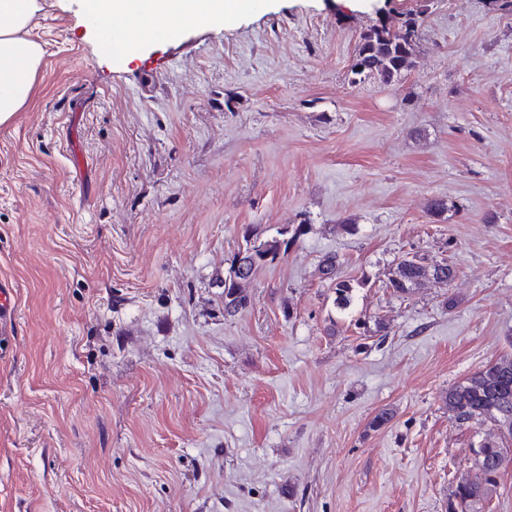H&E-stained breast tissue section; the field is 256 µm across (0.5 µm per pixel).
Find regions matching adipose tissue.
I'll list each match as a JSON object with an SVG mask.
<instances>
[{"label": "adipose tissue", "instance_id": "1", "mask_svg": "<svg viewBox=\"0 0 512 512\" xmlns=\"http://www.w3.org/2000/svg\"><path fill=\"white\" fill-rule=\"evenodd\" d=\"M107 36L116 20L131 30L161 33L185 22L207 23L237 8V0H94ZM42 0H0V126L10 123L32 96L43 51L29 35Z\"/></svg>", "mask_w": 512, "mask_h": 512}]
</instances>
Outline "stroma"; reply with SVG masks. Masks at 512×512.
<instances>
[{
	"label": "stroma",
	"instance_id": "1",
	"mask_svg": "<svg viewBox=\"0 0 512 512\" xmlns=\"http://www.w3.org/2000/svg\"><path fill=\"white\" fill-rule=\"evenodd\" d=\"M44 4L0 126V512H448L479 435L441 395L512 355V11L257 0L111 53L90 0ZM408 12L404 79L354 81L360 33ZM328 253L369 281L345 314ZM407 253L452 286L392 297ZM282 242L277 238H271L259 245L248 246L244 251L239 252L233 257L231 267L229 269V276L224 278V313L228 316H233L240 310L246 307L249 298L245 294L238 293L233 286L235 264L238 261L245 262L244 265L247 269V274L253 277L258 269L266 265L268 262L275 261L281 251ZM237 267L240 266L238 262ZM241 267V266H240ZM235 272V277H237Z\"/></svg>",
	"mask_w": 512,
	"mask_h": 512
}]
</instances>
